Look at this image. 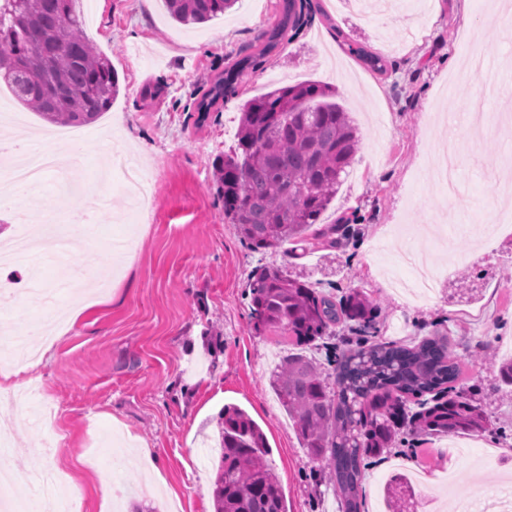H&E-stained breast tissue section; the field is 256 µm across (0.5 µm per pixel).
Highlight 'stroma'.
<instances>
[{"label":"stroma","instance_id":"1","mask_svg":"<svg viewBox=\"0 0 512 512\" xmlns=\"http://www.w3.org/2000/svg\"><path fill=\"white\" fill-rule=\"evenodd\" d=\"M298 25L268 55L260 50L279 21L282 0H237L224 16L187 28L172 21L164 0L144 10L140 0L93 6L85 37L119 75L111 107L87 125L72 150L91 169L108 165L105 141L119 146L150 182L148 199L133 202L112 173V220L94 223L85 242L62 262L36 258L52 307L74 298L82 278L108 285L84 298L81 316L53 343L36 386L49 395L52 420L32 419L11 394L0 392V431L12 435L21 481L8 495L31 512V477L47 472L77 512H101L99 482L117 473L130 492L158 512H213L214 447L225 405L244 409L262 428L270 461L282 481L288 512H341L324 480L325 465L301 448L294 424L270 388L275 365L288 353L282 335L260 333L250 318L249 282L261 265L286 269L342 299L360 290L373 308L370 328L336 325L333 337L309 351L323 371L335 354L371 343L412 344L447 337L464 366L456 389L481 402L492 425L460 435L465 451L441 456L439 438L399 433L394 448L366 460L361 512H388L389 478L429 462L452 467L453 485L429 480L416 488L418 512H449L460 501L496 507L512 477V387L498 383V362L512 360V223L480 231L503 201L493 192L512 149V7L506 0H403L394 11L357 17L355 0H310ZM488 52L501 76L495 92L481 75L449 90L464 58L466 30ZM360 46L382 59L371 71L350 54ZM235 95L210 111L197 104L213 78L241 59ZM328 84L358 127V151L322 224L351 225L352 238L329 247L311 239L307 251H250L224 216L214 159L235 133L242 104L302 81ZM455 135L463 185L444 198L433 177L442 140ZM75 208L44 179L0 216V233L27 216L61 219ZM131 243L121 265L109 251ZM413 244L443 288L413 302L393 293L388 278L407 276L390 256ZM30 269L0 268V325L31 329L49 308L23 290ZM150 448L157 471L130 466L135 443Z\"/></svg>","mask_w":512,"mask_h":512}]
</instances>
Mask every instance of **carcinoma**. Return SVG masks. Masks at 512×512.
Wrapping results in <instances>:
<instances>
[{
  "instance_id": "obj_1",
  "label": "carcinoma",
  "mask_w": 512,
  "mask_h": 512,
  "mask_svg": "<svg viewBox=\"0 0 512 512\" xmlns=\"http://www.w3.org/2000/svg\"><path fill=\"white\" fill-rule=\"evenodd\" d=\"M236 0H167L181 25L206 23ZM283 18L259 51L277 47L297 20V0H282ZM78 0H0V81L44 121L83 126L108 110L119 91L118 73L82 35ZM248 60L217 77L198 103L208 112L235 92ZM317 81L279 87L246 101L235 146L216 162L224 215L255 253L308 237L342 234L315 228L336 198L357 151V128ZM250 315L258 331L281 332L294 351L272 371L270 386L292 418L306 454L326 462L342 512H361L363 457L391 448L401 426L429 434L485 431L483 406L450 392L462 368L448 344L425 338L412 346L380 343L343 354L334 384L305 354L339 323H367L359 293L337 303L288 272L267 266L250 279ZM418 407L410 413L409 404ZM221 456L213 482L215 512H288L281 480L269 462L261 427L243 409L226 405L220 417ZM408 478L392 477L387 494L408 497Z\"/></svg>"
}]
</instances>
